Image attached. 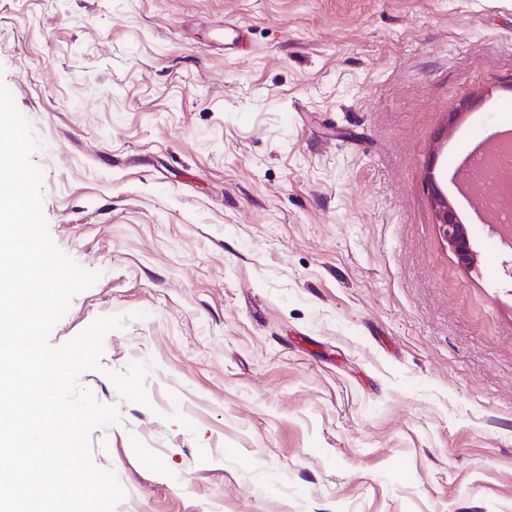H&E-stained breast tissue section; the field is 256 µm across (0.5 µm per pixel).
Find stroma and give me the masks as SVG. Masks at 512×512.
Masks as SVG:
<instances>
[{"instance_id": "35a3bbf8", "label": "stroma", "mask_w": 512, "mask_h": 512, "mask_svg": "<svg viewBox=\"0 0 512 512\" xmlns=\"http://www.w3.org/2000/svg\"><path fill=\"white\" fill-rule=\"evenodd\" d=\"M115 512H512V0H0ZM470 225L443 245L431 188Z\"/></svg>"}]
</instances>
